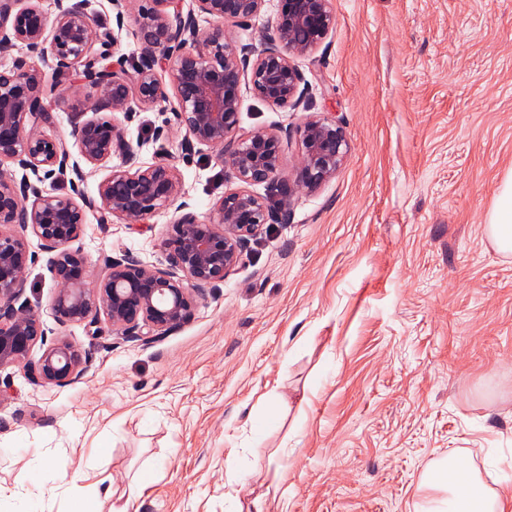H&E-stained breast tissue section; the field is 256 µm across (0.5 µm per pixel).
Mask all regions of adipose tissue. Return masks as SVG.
<instances>
[{
    "mask_svg": "<svg viewBox=\"0 0 512 512\" xmlns=\"http://www.w3.org/2000/svg\"><path fill=\"white\" fill-rule=\"evenodd\" d=\"M486 233L502 253H512V171L501 183ZM432 497L420 512H512V498L486 490L475 470L456 459L438 461L423 477Z\"/></svg>",
    "mask_w": 512,
    "mask_h": 512,
    "instance_id": "adipose-tissue-1",
    "label": "adipose tissue"
}]
</instances>
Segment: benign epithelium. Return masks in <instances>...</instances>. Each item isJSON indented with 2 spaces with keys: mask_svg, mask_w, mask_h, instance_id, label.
Listing matches in <instances>:
<instances>
[{
  "mask_svg": "<svg viewBox=\"0 0 512 512\" xmlns=\"http://www.w3.org/2000/svg\"><path fill=\"white\" fill-rule=\"evenodd\" d=\"M125 2L137 6L140 30L133 75L119 53V36L100 31L85 0L58 14L51 26L42 0H0V49L21 44L51 70L48 84L45 72L23 57L0 67V366L22 368L35 385L81 380L91 356L67 339L47 343L40 314L21 301L31 262L23 231L31 230L48 254L56 283L52 310L60 324H83L95 335L93 327L104 318L116 334L150 343L188 323L197 299L224 282L263 226L288 221L290 199L333 177L349 151L336 118L315 113L297 130L296 176L285 181L276 178L279 136L238 133L244 85L270 104H301L304 77L294 58L312 52L333 30L329 0H278L272 35L238 49L226 42V26L248 25L266 0H192L195 8L186 13L183 0ZM201 16L212 24L200 28ZM97 43L101 51L94 57ZM65 84L84 90L92 113L71 130L82 159L97 166L120 159L94 196L56 194L29 179L33 174L41 182L39 173L48 176L66 166V144L42 133L52 121L48 95ZM170 89L185 147L219 149L224 169L238 183L224 192L207 222L179 202L185 190L177 167L164 160L140 162L117 118L133 100L146 109L168 101ZM262 183L280 196L279 206L250 190ZM173 206L180 215L161 241L163 267L128 253L107 259L93 276L88 258L70 248L84 234L89 211L137 225ZM38 344L45 347L41 358L28 361Z\"/></svg>",
  "mask_w": 512,
  "mask_h": 512,
  "instance_id": "7a95c632",
  "label": "benign epithelium"
}]
</instances>
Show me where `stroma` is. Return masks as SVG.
<instances>
[{"label":"stroma","mask_w":512,"mask_h":512,"mask_svg":"<svg viewBox=\"0 0 512 512\" xmlns=\"http://www.w3.org/2000/svg\"><path fill=\"white\" fill-rule=\"evenodd\" d=\"M331 33L297 58L296 107L242 90L239 130L281 141L294 178L297 128L336 117L349 143L336 174L296 194L287 223L263 227L193 318L151 342L100 321L59 325L38 240L23 294L48 340L90 352L82 380L37 386L0 368V512H21L30 480L43 512H415L421 477L447 455L487 489L512 484V255L486 219L512 170V0H330ZM87 11L118 29L127 70L133 12ZM43 134L80 173L44 187L95 195L104 167L71 136L76 90H60ZM174 102L123 118L140 160L178 168L206 222L235 186L215 148L184 150ZM177 213L129 226L88 213L74 246L100 271L131 253L161 265ZM276 411L264 435L251 417ZM151 470L147 485L138 477Z\"/></svg>","instance_id":"obj_1"}]
</instances>
